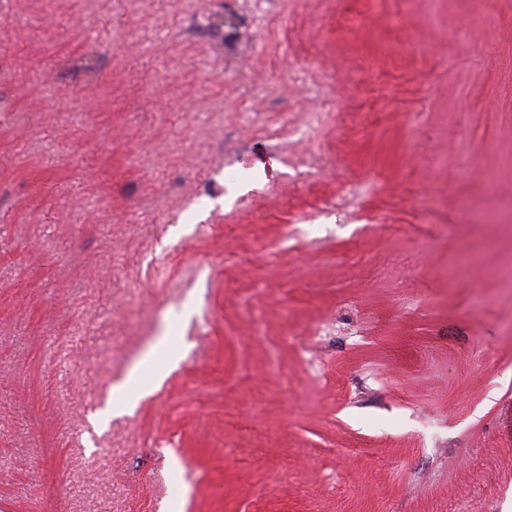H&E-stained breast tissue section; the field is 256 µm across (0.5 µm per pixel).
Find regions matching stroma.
<instances>
[{
	"mask_svg": "<svg viewBox=\"0 0 512 512\" xmlns=\"http://www.w3.org/2000/svg\"><path fill=\"white\" fill-rule=\"evenodd\" d=\"M493 170L512 0H0V512H512Z\"/></svg>",
	"mask_w": 512,
	"mask_h": 512,
	"instance_id": "35a3bbf8",
	"label": "stroma"
}]
</instances>
